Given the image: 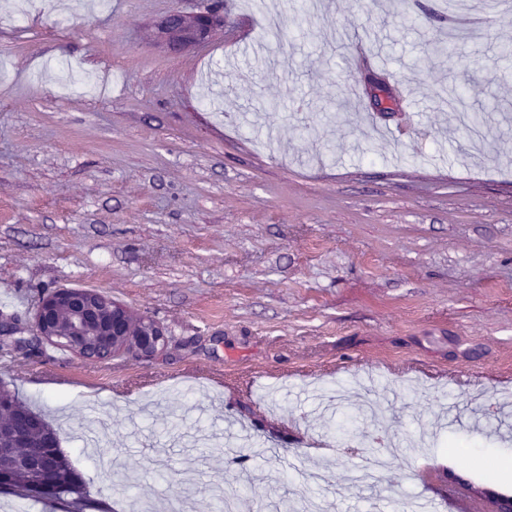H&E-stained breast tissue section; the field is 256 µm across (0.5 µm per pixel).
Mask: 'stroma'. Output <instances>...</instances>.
I'll return each instance as SVG.
<instances>
[{
    "label": "stroma",
    "instance_id": "obj_1",
    "mask_svg": "<svg viewBox=\"0 0 512 512\" xmlns=\"http://www.w3.org/2000/svg\"><path fill=\"white\" fill-rule=\"evenodd\" d=\"M0 0V385L58 432L94 512H152L221 485L240 512H474L454 477L512 495V8L474 0L478 37L433 54L439 0ZM219 4L178 53L166 13ZM371 41L385 68H353ZM395 105L376 112L369 78ZM468 78L472 145L434 91ZM344 107L345 121L330 116ZM392 131L368 134L362 114ZM155 320L163 352L87 361L34 345L55 289ZM381 487L352 485L385 455ZM165 479H158V472ZM224 27V15L218 9H203L194 13L173 10L155 24L157 41L173 52L205 43L219 28Z\"/></svg>",
    "mask_w": 512,
    "mask_h": 512
}]
</instances>
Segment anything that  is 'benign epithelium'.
Listing matches in <instances>:
<instances>
[{
  "mask_svg": "<svg viewBox=\"0 0 512 512\" xmlns=\"http://www.w3.org/2000/svg\"><path fill=\"white\" fill-rule=\"evenodd\" d=\"M222 27L224 15L217 9L173 10L157 21L155 36L168 50L180 52L208 41ZM33 330L37 343L51 342L94 360L121 352L155 357L165 345V334L153 319L85 288H59L44 294L34 312ZM39 428L38 420L19 416L17 447L28 449L27 466L34 478L27 483L26 492L35 498L58 489L54 478L58 438L31 442Z\"/></svg>",
  "mask_w": 512,
  "mask_h": 512,
  "instance_id": "obj_1",
  "label": "benign epithelium"
}]
</instances>
